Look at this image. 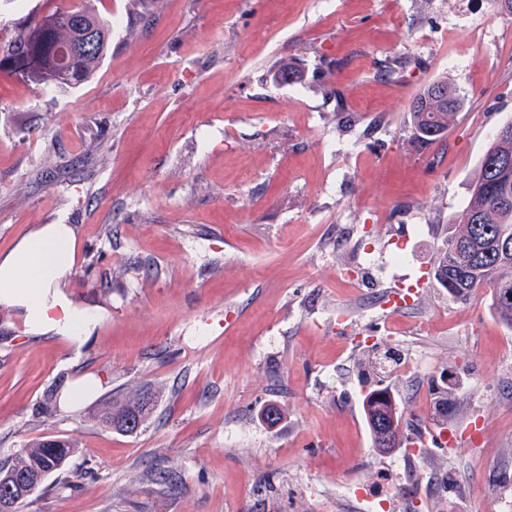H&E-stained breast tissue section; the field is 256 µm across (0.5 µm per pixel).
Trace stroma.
Segmentation results:
<instances>
[{
	"label": "stroma",
	"mask_w": 512,
	"mask_h": 512,
	"mask_svg": "<svg viewBox=\"0 0 512 512\" xmlns=\"http://www.w3.org/2000/svg\"><path fill=\"white\" fill-rule=\"evenodd\" d=\"M86 4L112 21L89 82L0 71V256L73 225L64 294L102 317L79 343L0 307V461L45 438L84 455L75 488L24 512H361L358 490L383 512H512V330L485 291L458 301L430 277L512 119V14L490 0ZM285 61L299 80L281 79ZM439 78L465 106L420 146L410 110ZM366 248L354 291L339 273ZM404 284L414 305L385 307ZM388 350L400 360L383 372ZM82 375L102 382L93 398L45 408ZM381 387L421 454L374 446L362 402ZM143 391V430L99 422Z\"/></svg>",
	"instance_id": "35a3bbf8"
}]
</instances>
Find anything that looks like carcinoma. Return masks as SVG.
Instances as JSON below:
<instances>
[{"label": "carcinoma", "mask_w": 512, "mask_h": 512, "mask_svg": "<svg viewBox=\"0 0 512 512\" xmlns=\"http://www.w3.org/2000/svg\"><path fill=\"white\" fill-rule=\"evenodd\" d=\"M95 45L71 51L86 32ZM112 20L78 3L56 6L43 13L30 11L18 22L14 35L0 41V71H7L35 87H79L100 67L110 46ZM464 99L439 79L427 85L410 112L412 140L424 145L448 132ZM503 235L512 237V121L493 133L469 185L466 205L448 225V237L437 248L433 278L457 300H469L479 288L489 290V307L497 319L512 328V250L496 248ZM367 393L365 417L376 447L399 434L400 415L390 395ZM155 409L153 398L143 394L110 403L102 423L120 433H130L126 420L135 416L146 423ZM81 454L78 446L57 439L32 440L11 454L7 463L20 484L49 471L56 484L76 485L77 472L69 470Z\"/></svg>", "instance_id": "carcinoma-1"}]
</instances>
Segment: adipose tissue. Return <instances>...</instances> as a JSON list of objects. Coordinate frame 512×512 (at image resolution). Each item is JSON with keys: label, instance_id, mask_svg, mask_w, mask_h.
Returning a JSON list of instances; mask_svg holds the SVG:
<instances>
[{"label": "adipose tissue", "instance_id": "obj_1", "mask_svg": "<svg viewBox=\"0 0 512 512\" xmlns=\"http://www.w3.org/2000/svg\"><path fill=\"white\" fill-rule=\"evenodd\" d=\"M76 243L69 224H46L21 240L0 258V306L21 309L34 330H53L80 342L98 314L73 306L62 293Z\"/></svg>", "mask_w": 512, "mask_h": 512}]
</instances>
